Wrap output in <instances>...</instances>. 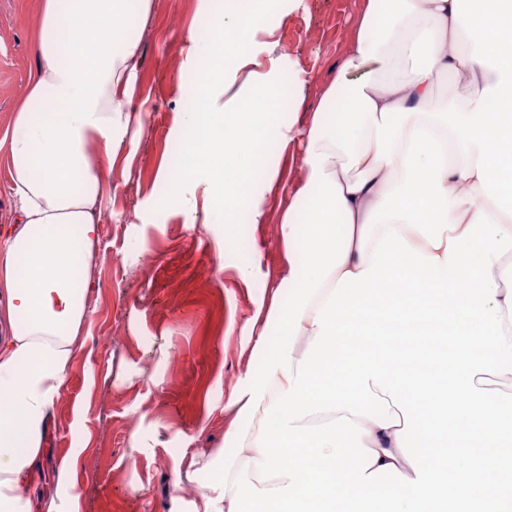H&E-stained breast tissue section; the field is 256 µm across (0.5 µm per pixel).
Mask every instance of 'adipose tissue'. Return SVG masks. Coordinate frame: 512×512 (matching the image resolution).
Listing matches in <instances>:
<instances>
[{
    "label": "adipose tissue",
    "instance_id": "obj_1",
    "mask_svg": "<svg viewBox=\"0 0 512 512\" xmlns=\"http://www.w3.org/2000/svg\"><path fill=\"white\" fill-rule=\"evenodd\" d=\"M302 3L234 0L207 13L206 44L184 46L183 176L202 208L263 223L255 186L283 188L269 147L298 136L307 200L279 226L289 303L250 318L260 366L224 404L262 425L238 430L190 512H507L512 396L492 380L512 376V288L498 272L512 252V0H363L310 112L307 74L282 71L268 24ZM153 5L39 0L37 66L5 142L17 202L0 236V512H78L72 458L56 494L29 492L91 317L106 174L144 124L137 35ZM462 34L471 52L449 50ZM450 75L478 96L431 108Z\"/></svg>",
    "mask_w": 512,
    "mask_h": 512
}]
</instances>
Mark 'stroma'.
Masks as SVG:
<instances>
[{
  "instance_id": "stroma-1",
  "label": "stroma",
  "mask_w": 512,
  "mask_h": 512,
  "mask_svg": "<svg viewBox=\"0 0 512 512\" xmlns=\"http://www.w3.org/2000/svg\"><path fill=\"white\" fill-rule=\"evenodd\" d=\"M361 0H306L277 26L280 54L299 60L315 108L347 51ZM38 0H0V140L36 66ZM139 38L136 97L146 128L127 135L107 177L98 256L90 268L92 319L86 342L51 413L40 493L55 488L59 459L77 455L73 493L79 512H171L173 497L195 500L212 478L207 461L234 455L229 393L258 368L248 320L269 300L284 264L279 221L288 201L263 198L265 220L221 225L189 219L200 191L177 178L172 149L181 142L194 80L183 46L203 36L199 0H154ZM224 235L216 252L215 235ZM261 252V273L242 283L236 266ZM278 295V294H275ZM288 303L287 294L278 295ZM205 465L197 482L174 486L182 456Z\"/></svg>"
}]
</instances>
